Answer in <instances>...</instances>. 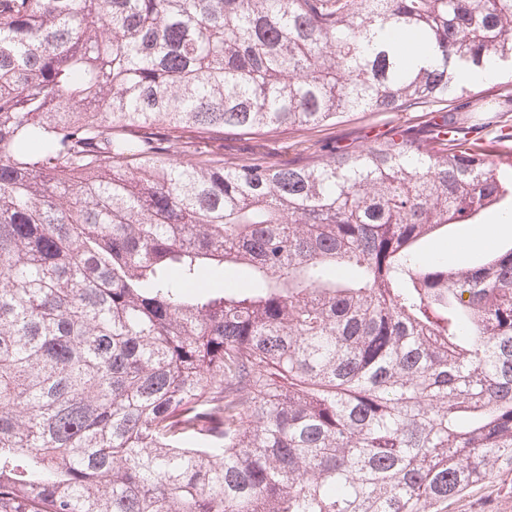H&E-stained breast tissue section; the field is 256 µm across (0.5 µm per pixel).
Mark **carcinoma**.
<instances>
[{
  "mask_svg": "<svg viewBox=\"0 0 512 512\" xmlns=\"http://www.w3.org/2000/svg\"><path fill=\"white\" fill-rule=\"evenodd\" d=\"M512 0H0V512H448L512 472ZM456 116L298 160L197 139ZM248 270L245 286L213 291ZM497 216V211H488L480 217V223L483 224H469V225H456L452 227L448 234V239H429L424 242V246L428 253L437 254L445 258L448 263L463 264V263H478L481 258V253L477 250H472L468 253L462 252L450 245V243L463 241L471 236L475 237L483 228L480 225L492 224L485 228L473 241L475 246H480L489 240L497 231L499 225H493L497 222L493 217ZM512 217L504 216L500 219L499 224L502 225L501 230L496 233L487 245L482 247V250L497 248H507L512 241Z\"/></svg>",
  "mask_w": 512,
  "mask_h": 512,
  "instance_id": "carcinoma-1",
  "label": "carcinoma"
}]
</instances>
